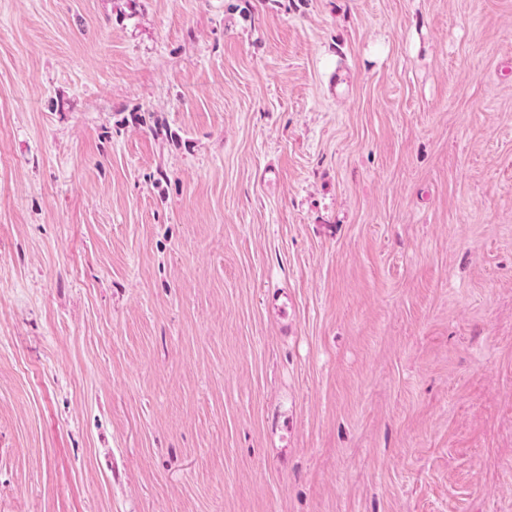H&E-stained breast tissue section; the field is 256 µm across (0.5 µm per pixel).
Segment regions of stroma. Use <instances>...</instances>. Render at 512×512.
I'll list each match as a JSON object with an SVG mask.
<instances>
[{
	"label": "stroma",
	"instance_id": "35a3bbf8",
	"mask_svg": "<svg viewBox=\"0 0 512 512\" xmlns=\"http://www.w3.org/2000/svg\"><path fill=\"white\" fill-rule=\"evenodd\" d=\"M0 512H512V0H0Z\"/></svg>",
	"mask_w": 512,
	"mask_h": 512
}]
</instances>
